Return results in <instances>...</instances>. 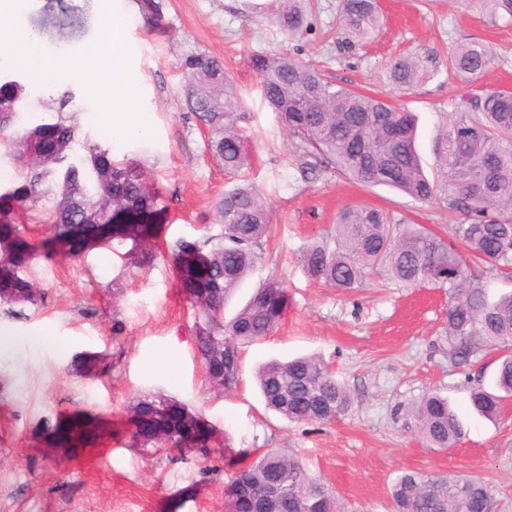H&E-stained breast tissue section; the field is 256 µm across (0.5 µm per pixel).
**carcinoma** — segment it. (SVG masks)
<instances>
[{
  "mask_svg": "<svg viewBox=\"0 0 512 512\" xmlns=\"http://www.w3.org/2000/svg\"><path fill=\"white\" fill-rule=\"evenodd\" d=\"M58 26L75 20L76 6L56 0ZM147 24L161 19L159 0H137ZM273 22L287 35L305 22L302 0H281ZM378 0H341L340 24L349 36L365 42L381 28ZM484 42L459 44L448 56V74L475 82L495 64ZM260 77L264 101L308 156L362 185H385L430 202L442 197L464 222L443 237L419 224L394 222L381 210L350 206L334 230L303 251L307 274L332 288L350 292L374 275L408 286L432 284L448 289L446 335L451 357L465 362L477 352L512 347V290L492 298L466 257L512 276V92L492 91L463 98L442 133L433 176L425 174L416 148L412 113L383 97L336 86L320 70L286 55L250 57ZM182 68L187 108L209 131L210 155L235 177L252 163L245 138L235 126L239 100L224 63L205 54L187 56ZM438 72L436 57L413 54L387 68L386 79L400 91ZM26 98L17 79L0 81V133L7 132ZM9 137L21 179L0 190V305L39 307L40 289L27 269L39 256L60 254L80 259L113 241L129 240L127 251L144 269L155 257L157 223L164 195L135 159H115L108 149L90 144L86 154L70 159L78 128L63 115ZM53 199L50 235H23L17 212ZM223 231L205 241L178 239L170 245L177 287L198 314L195 348L208 383L224 380V391L240 378L239 346L274 333L288 295L284 282L269 277L259 283L245 306L228 322L224 304L262 259V237L269 209L256 186L242 181L215 204ZM265 406L289 423L328 424L351 408L349 390L317 357L272 360L256 372ZM512 397V352L502 357L494 390L471 395L484 417L498 415ZM419 432L432 447L447 448L462 429L448 398L431 392L415 408ZM132 438L140 448L195 450L206 456L214 430L202 415L162 393L139 397L129 406ZM99 421L78 413L56 421L46 436L53 448L86 445L96 437ZM394 512H491L492 498L480 481L456 474H401L390 487ZM226 512H340L333 489L307 474L299 460L270 448L240 468L225 488Z\"/></svg>",
  "mask_w": 512,
  "mask_h": 512,
  "instance_id": "carcinoma-1",
  "label": "carcinoma"
}]
</instances>
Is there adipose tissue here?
<instances>
[{"instance_id": "obj_1", "label": "adipose tissue", "mask_w": 512, "mask_h": 512, "mask_svg": "<svg viewBox=\"0 0 512 512\" xmlns=\"http://www.w3.org/2000/svg\"><path fill=\"white\" fill-rule=\"evenodd\" d=\"M23 2L0 0V52L9 54L35 81L49 85L65 75L86 95L99 99L113 145L148 136L150 127L140 108L142 86L131 70L126 44L133 14L125 0H97L108 32L77 56L65 48H45L36 31L21 27Z\"/></svg>"}]
</instances>
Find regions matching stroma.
Instances as JSON below:
<instances>
[{
    "label": "stroma",
    "mask_w": 512,
    "mask_h": 512,
    "mask_svg": "<svg viewBox=\"0 0 512 512\" xmlns=\"http://www.w3.org/2000/svg\"><path fill=\"white\" fill-rule=\"evenodd\" d=\"M83 24L45 46L80 54L103 33L94 0H73ZM341 0H312L306 28L286 36L270 18L279 0H162L165 30L135 16L127 38L142 85L150 137L129 141L115 158L142 160L167 197L162 239L152 266L134 267L128 244L94 249L87 258L36 260L29 274L44 292L39 309L0 306V512H225L224 488L255 449L278 448L335 489L342 512H391L389 488L407 471L468 474L490 490L494 512H512V400L494 420L471 405L476 388L492 389L498 354L455 362L445 337V289L376 280L346 293L306 274L302 249L319 239L347 206L362 204L408 224L450 234L461 214L445 200L421 203L386 186L347 181L303 153L267 107L249 65L256 52L285 54L324 70L337 85L391 97L413 112L417 150L433 172L442 133L462 96L512 90V16L475 10L460 0H380L385 25L368 44L350 45L339 25ZM480 40L497 60L471 88L446 70L400 92L380 75L396 58L430 52L447 59L459 43ZM206 54L223 61L241 98L235 125L246 137L248 180L264 194L270 231L263 259L224 307L232 318L269 275L280 277L288 302L276 332L241 349L243 381L233 393L211 389L194 336L198 317L176 286L167 243L221 233L214 205L228 185L206 149L207 131L181 97L183 60ZM68 98L66 108L58 101ZM79 125L75 154L86 143L112 148L99 104L72 84L32 82L16 126L55 118ZM50 329L66 352L39 343ZM99 355L96 375L74 369L76 356ZM316 354L349 389L353 407L328 425L287 422L264 407L253 374L272 359ZM158 360L145 367L144 356ZM447 396L463 434L449 448L422 442L413 410L426 392ZM162 393L202 412L223 442L222 456L131 447L128 408ZM86 412L106 432L71 451L45 444L56 418Z\"/></svg>",
    "instance_id": "obj_1"
}]
</instances>
